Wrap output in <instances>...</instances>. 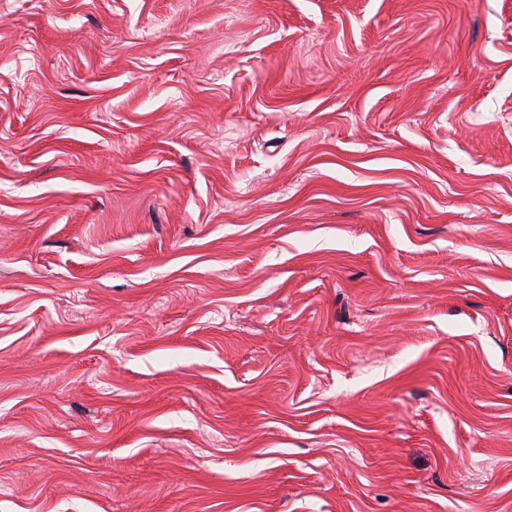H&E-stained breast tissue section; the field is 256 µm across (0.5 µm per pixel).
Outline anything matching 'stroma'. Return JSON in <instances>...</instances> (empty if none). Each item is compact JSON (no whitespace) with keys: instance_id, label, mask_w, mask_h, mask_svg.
Masks as SVG:
<instances>
[{"instance_id":"stroma-1","label":"stroma","mask_w":512,"mask_h":512,"mask_svg":"<svg viewBox=\"0 0 512 512\" xmlns=\"http://www.w3.org/2000/svg\"><path fill=\"white\" fill-rule=\"evenodd\" d=\"M0 512H512V0H0Z\"/></svg>"}]
</instances>
